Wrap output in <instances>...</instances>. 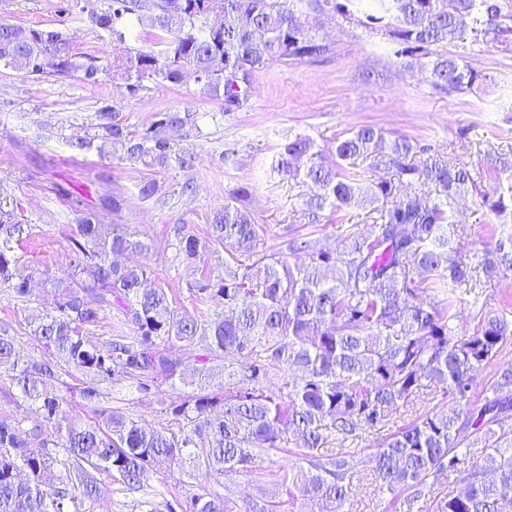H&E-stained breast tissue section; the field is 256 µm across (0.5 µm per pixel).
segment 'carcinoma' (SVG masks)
<instances>
[{
	"mask_svg": "<svg viewBox=\"0 0 512 512\" xmlns=\"http://www.w3.org/2000/svg\"><path fill=\"white\" fill-rule=\"evenodd\" d=\"M83 0L81 20L107 33L125 58L129 92L143 83L178 84L191 74L200 92L236 112L252 96V77L275 62L313 63L331 54V44L305 24L310 12L355 24L390 44L398 64L425 74L437 94L454 96L480 77L448 43L498 41L512 34V0ZM148 28L154 45L134 48L132 31ZM0 63L30 75L76 77L95 84L98 57L73 52L63 31L31 28L26 36L0 21ZM97 132L71 143L87 151L100 140L121 148L120 159L149 170L194 167L196 155L170 136L199 130L189 110L159 112L142 132L129 130L117 104L98 112ZM405 136L391 140L362 126L337 141L336 164L319 160L306 135L288 139L277 170L307 185L304 215L318 224L332 213L373 205L372 234L351 233L343 248L329 251L302 237L287 249L294 257L257 250L264 225L245 201L241 185L213 213L206 236L177 233L178 254L191 261L212 246L224 249V274L187 286L189 295L212 304L206 315L180 306L162 285L147 286L144 265L114 256L147 252L151 243L124 224H100L84 215L71 237L70 283L58 290L53 311L29 322L43 350L80 370V395L95 405L102 385L131 381L144 391L180 376L178 344L207 343L203 361L237 356L222 393L189 382L193 389L169 399L177 425L153 427L118 409L94 410L96 422L72 421L65 396L48 390L55 377L45 362L19 363L14 338L0 334V366L9 364L23 397L36 405L25 434L17 422L0 419V512H81L95 498L97 473L130 489L140 487L148 467L162 458L187 456L205 479H229L253 468L256 453L302 449V462L281 469L278 483L288 499L299 496L317 512H344L355 474V452L346 448L376 435L370 458L378 489L407 512H512V364L496 371L470 408L476 374L496 361L512 341V320L481 308L462 334L453 322L454 287L481 288L512 272V234L482 254L479 272L463 261L470 245L456 222L458 199L475 191L469 166L428 154ZM391 170L370 177L359 159ZM139 197L166 204L162 186L145 178ZM479 206L499 219L512 218V184L479 193ZM23 225L0 205V288L24 298L34 269L26 274L14 255ZM428 294L423 298L422 294ZM117 311L132 331L103 343L86 333ZM294 373L293 378L285 371ZM278 381L277 391L267 384ZM448 405H432L436 394ZM424 409L394 431L389 424L402 406ZM336 453H316L323 448ZM67 451L59 470L51 449ZM464 474L458 492L441 487L448 474ZM280 501L239 508L224 494H195L181 512H278Z\"/></svg>",
	"mask_w": 512,
	"mask_h": 512,
	"instance_id": "carcinoma-1",
	"label": "carcinoma"
}]
</instances>
